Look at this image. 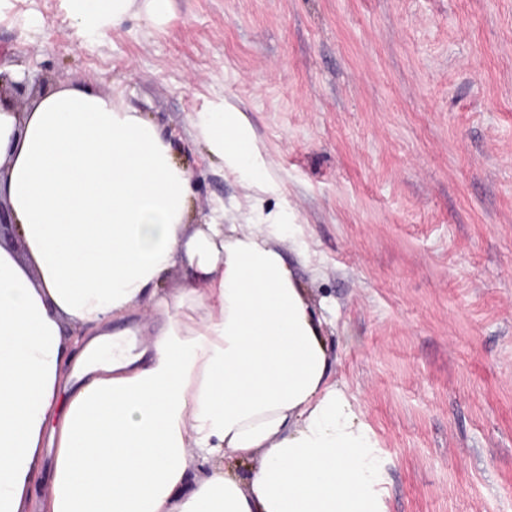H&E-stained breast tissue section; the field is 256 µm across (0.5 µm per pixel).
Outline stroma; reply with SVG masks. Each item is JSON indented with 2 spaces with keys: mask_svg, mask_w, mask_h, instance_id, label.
<instances>
[{
  "mask_svg": "<svg viewBox=\"0 0 512 512\" xmlns=\"http://www.w3.org/2000/svg\"><path fill=\"white\" fill-rule=\"evenodd\" d=\"M0 70L121 90L188 165L194 224L254 191L189 116L244 112L386 512H512V0H174L91 42L63 0H11Z\"/></svg>",
  "mask_w": 512,
  "mask_h": 512,
  "instance_id": "stroma-1",
  "label": "stroma"
}]
</instances>
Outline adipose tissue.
<instances>
[{
	"instance_id": "1",
	"label": "adipose tissue",
	"mask_w": 512,
	"mask_h": 512,
	"mask_svg": "<svg viewBox=\"0 0 512 512\" xmlns=\"http://www.w3.org/2000/svg\"><path fill=\"white\" fill-rule=\"evenodd\" d=\"M65 2L86 40L173 9ZM190 123L256 189L241 223L220 206L191 226L189 171L122 95L61 86L0 106V192L23 245H0V512H385L375 433L329 377L246 115L210 103ZM179 265L192 279L162 288ZM145 303L160 326L133 356L112 324ZM228 454L255 460L248 484Z\"/></svg>"
}]
</instances>
